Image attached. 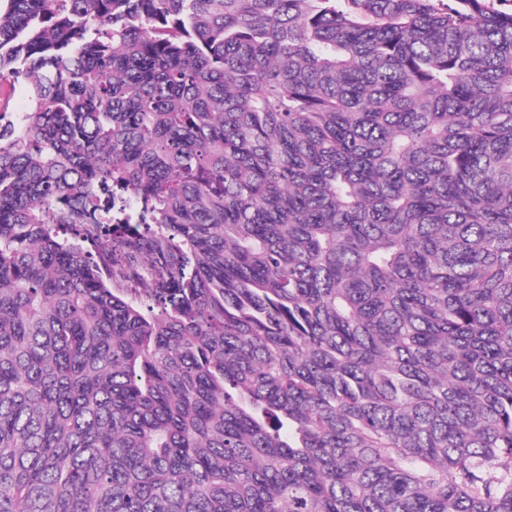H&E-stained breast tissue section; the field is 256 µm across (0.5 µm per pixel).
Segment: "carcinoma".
Masks as SVG:
<instances>
[{
    "mask_svg": "<svg viewBox=\"0 0 512 512\" xmlns=\"http://www.w3.org/2000/svg\"><path fill=\"white\" fill-rule=\"evenodd\" d=\"M497 2L0 0V512H512Z\"/></svg>",
    "mask_w": 512,
    "mask_h": 512,
    "instance_id": "1",
    "label": "carcinoma"
}]
</instances>
